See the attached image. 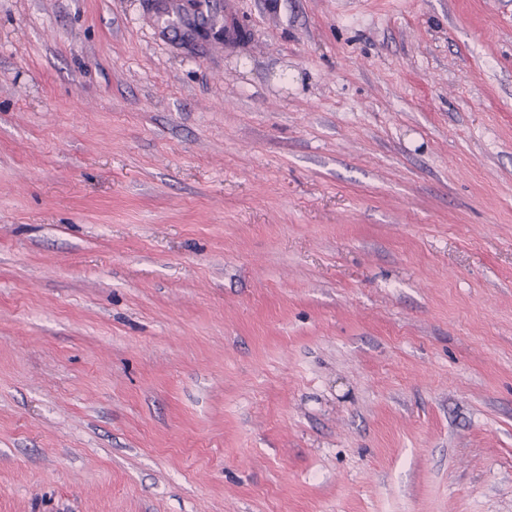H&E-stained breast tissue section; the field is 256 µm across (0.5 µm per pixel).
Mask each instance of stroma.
<instances>
[{"label":"stroma","instance_id":"stroma-1","mask_svg":"<svg viewBox=\"0 0 512 512\" xmlns=\"http://www.w3.org/2000/svg\"><path fill=\"white\" fill-rule=\"evenodd\" d=\"M0 512H512V0H0Z\"/></svg>","mask_w":512,"mask_h":512}]
</instances>
